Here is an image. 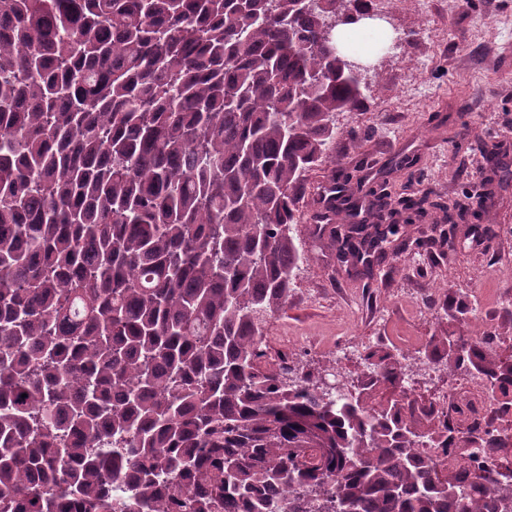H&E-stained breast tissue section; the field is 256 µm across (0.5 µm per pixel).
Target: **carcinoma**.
<instances>
[{
    "instance_id": "cac0c4a2",
    "label": "carcinoma",
    "mask_w": 512,
    "mask_h": 512,
    "mask_svg": "<svg viewBox=\"0 0 512 512\" xmlns=\"http://www.w3.org/2000/svg\"><path fill=\"white\" fill-rule=\"evenodd\" d=\"M311 2L0 0V512H512V447L464 477L417 455L444 422L390 347L339 400L266 360L301 187L378 77L322 34L369 5ZM341 201L365 216L329 247L367 269L465 210L361 179ZM491 344L418 354L505 393Z\"/></svg>"
}]
</instances>
